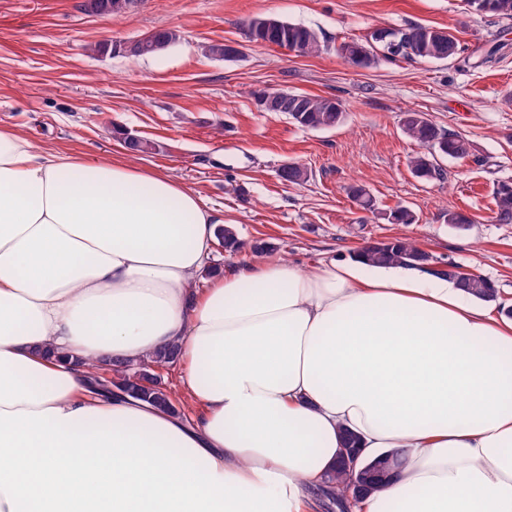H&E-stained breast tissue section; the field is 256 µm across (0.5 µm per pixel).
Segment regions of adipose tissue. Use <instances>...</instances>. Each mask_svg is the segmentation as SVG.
I'll return each mask as SVG.
<instances>
[{"label":"adipose tissue","instance_id":"adipose-tissue-1","mask_svg":"<svg viewBox=\"0 0 512 512\" xmlns=\"http://www.w3.org/2000/svg\"><path fill=\"white\" fill-rule=\"evenodd\" d=\"M223 221L0 128V512H320L347 433L405 459L351 512H512V319L357 256L212 271ZM168 347L187 411L87 389Z\"/></svg>","mask_w":512,"mask_h":512}]
</instances>
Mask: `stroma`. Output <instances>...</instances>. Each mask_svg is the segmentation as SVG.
I'll list each match as a JSON object with an SVG mask.
<instances>
[{"label":"stroma","mask_w":512,"mask_h":512,"mask_svg":"<svg viewBox=\"0 0 512 512\" xmlns=\"http://www.w3.org/2000/svg\"><path fill=\"white\" fill-rule=\"evenodd\" d=\"M257 16L311 27L326 49L305 56L249 42L246 24ZM409 24L451 29L467 54L512 30V19L475 14L464 0H140L126 19L89 13L79 0H0V127L98 160L123 154L124 133L147 140L152 149L135 156L137 165L167 173L233 224L243 247L232 254L214 243V268L251 259L257 241L271 244V258L307 268L406 236L434 263L454 261L491 280L497 312L512 306V224L496 222L494 201L496 186L512 182V45L478 68L458 58L358 67L340 51L375 29ZM156 27L182 38L148 57L92 50ZM216 42L243 53L207 55ZM262 89L339 99L344 120L303 128L259 111ZM409 111L466 136L470 157L438 158L443 178L417 177L409 161L421 148L401 126ZM293 161L306 179L281 181L278 169ZM354 182L369 189L374 211L348 196ZM399 205L415 210V223L384 220ZM450 210L469 224H447Z\"/></svg>","instance_id":"1"}]
</instances>
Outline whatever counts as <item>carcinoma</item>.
Returning a JSON list of instances; mask_svg holds the SVG:
<instances>
[{
  "label": "carcinoma",
  "mask_w": 512,
  "mask_h": 512,
  "mask_svg": "<svg viewBox=\"0 0 512 512\" xmlns=\"http://www.w3.org/2000/svg\"><path fill=\"white\" fill-rule=\"evenodd\" d=\"M466 5L476 14H492L503 18H512V0H465ZM101 15L121 18L128 15L127 0H100ZM248 39L258 37L262 44L278 48H288L302 55H315L324 50L325 44L320 35L305 25L292 23L272 16H257L246 25ZM181 35L173 28H163L158 35L159 48L150 50L133 43L128 51L131 57L157 54L171 44L179 41ZM344 57L354 65L367 67L376 60V51L389 59H434L447 60L461 53L459 42L448 30L443 28L409 25L397 29L374 31L365 40H352L341 47ZM258 96L269 100L267 111L280 112L288 116L301 127L313 130H325L336 127L344 119V110L335 98L298 93L288 90L262 91ZM401 125L404 133L427 152L412 157L411 169L421 177H437L441 169L434 165L435 156L462 158L470 154V141L457 133L443 131L432 123L422 112H406ZM350 197L364 210L374 211L375 203L369 191L362 185L354 184L348 188ZM496 220L501 224H512V183L503 182L495 190ZM414 212L404 206H398L387 215L391 224H413ZM218 239L224 249L237 252L242 242L231 226L218 230ZM362 256L372 267L416 266L432 261V257L414 240L408 237H395L382 242L369 243L361 250ZM462 290L473 298L491 302L497 298V289L479 275L471 277L462 285ZM176 361L171 349L141 360H132L119 365H110L112 386L116 389L136 393V397L163 409H173L168 392L160 386L151 366ZM343 449L336 470L327 476L325 484L336 490L335 496L328 499V505L343 503L348 488L355 489L357 496H364L380 490L387 482L392 470L403 465L401 454L389 451L360 466L356 473L348 471L346 457L351 449Z\"/></svg>",
  "instance_id": "cac0c4a2"
}]
</instances>
